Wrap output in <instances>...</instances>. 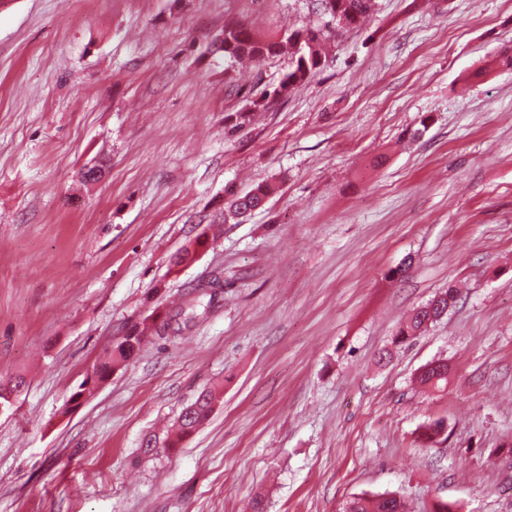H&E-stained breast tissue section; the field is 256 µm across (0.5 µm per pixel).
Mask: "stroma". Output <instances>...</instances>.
I'll return each mask as SVG.
<instances>
[{"label": "stroma", "instance_id": "35a3bbf8", "mask_svg": "<svg viewBox=\"0 0 512 512\" xmlns=\"http://www.w3.org/2000/svg\"><path fill=\"white\" fill-rule=\"evenodd\" d=\"M321 22L310 0H0V380H26L0 410V512H344L392 492L512 512V0H376L229 133L291 59L230 61L214 36ZM262 182L264 206L223 223ZM215 273L204 314L63 413L113 341ZM451 285L447 315L395 344ZM435 360L439 389L417 381ZM205 390L209 419L165 448ZM275 187L270 183L258 184L244 195L231 194L230 200L224 207V223L239 224L247 219L248 215L259 208L266 198L274 193Z\"/></svg>", "mask_w": 512, "mask_h": 512}]
</instances>
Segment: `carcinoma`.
<instances>
[{
    "mask_svg": "<svg viewBox=\"0 0 512 512\" xmlns=\"http://www.w3.org/2000/svg\"><path fill=\"white\" fill-rule=\"evenodd\" d=\"M375 7V0H316V8L328 21L321 26L295 30L280 40H266L257 37L249 28L230 26L217 36L216 49L224 58L232 60L248 57L262 61L281 51L284 46L293 48L292 65L284 73L274 93L284 96L301 87L314 77L327 60L331 45L337 34L348 28H356ZM275 187L262 183L244 195L231 194L224 207V223L239 224L259 208L266 198L274 193ZM457 301V290L450 286L424 305L415 309L409 320L400 328L397 342H405L426 331L439 321ZM147 328L135 326L125 336L113 342L103 359L94 368L97 381H103L112 369L129 360L144 343ZM420 383L434 388L448 381V364L443 361L432 363V367L419 376ZM216 395L203 391L193 403L191 413L181 414L178 420L180 435L187 436L197 430L211 415ZM346 512H407L404 499L396 494L376 497L360 495L354 497Z\"/></svg>",
    "mask_w": 512,
    "mask_h": 512,
    "instance_id": "obj_1",
    "label": "carcinoma"
}]
</instances>
